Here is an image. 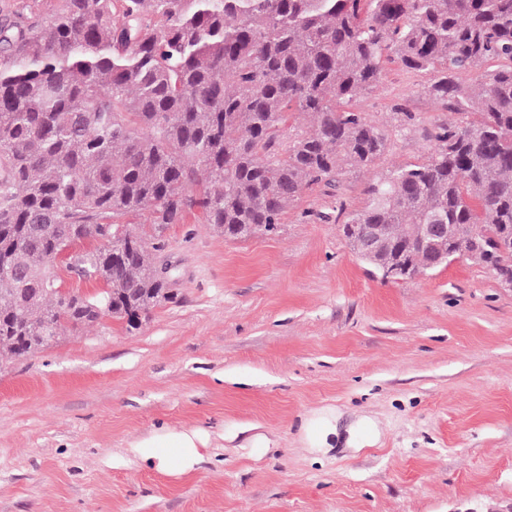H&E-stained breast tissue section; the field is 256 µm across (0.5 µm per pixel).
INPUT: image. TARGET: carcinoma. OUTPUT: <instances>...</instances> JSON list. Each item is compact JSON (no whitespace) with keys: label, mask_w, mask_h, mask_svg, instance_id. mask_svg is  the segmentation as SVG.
I'll return each mask as SVG.
<instances>
[{"label":"carcinoma","mask_w":512,"mask_h":512,"mask_svg":"<svg viewBox=\"0 0 512 512\" xmlns=\"http://www.w3.org/2000/svg\"><path fill=\"white\" fill-rule=\"evenodd\" d=\"M390 57L437 71L426 93L464 121L371 183L344 225L383 224L424 265L404 225L459 224L481 241L464 257L512 271V0H58L48 22L0 18V364L97 321L77 289L30 300L58 287L73 241L131 218L154 229L126 237L122 261H75L134 329L170 300L148 254L164 227L197 213L228 239L269 233L304 189L374 165L386 135L352 104ZM298 115L311 130L281 140Z\"/></svg>","instance_id":"cac0c4a2"}]
</instances>
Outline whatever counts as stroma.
Wrapping results in <instances>:
<instances>
[{
  "label": "stroma",
  "mask_w": 512,
  "mask_h": 512,
  "mask_svg": "<svg viewBox=\"0 0 512 512\" xmlns=\"http://www.w3.org/2000/svg\"><path fill=\"white\" fill-rule=\"evenodd\" d=\"M436 77L387 61L353 104L385 153L305 189L276 234L169 225L150 262L170 299L137 330L106 320L0 370V512H512V288L464 257L386 282L340 231L455 121ZM328 409L378 443L310 452L301 425ZM164 427L209 437L187 477L129 451Z\"/></svg>",
  "instance_id": "stroma-1"
}]
</instances>
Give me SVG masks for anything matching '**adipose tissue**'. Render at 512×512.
Returning a JSON list of instances; mask_svg holds the SVG:
<instances>
[{"label": "adipose tissue", "mask_w": 512, "mask_h": 512, "mask_svg": "<svg viewBox=\"0 0 512 512\" xmlns=\"http://www.w3.org/2000/svg\"><path fill=\"white\" fill-rule=\"evenodd\" d=\"M205 444L196 432L165 431L134 443L130 451L134 457L154 465L158 472L178 479L194 471Z\"/></svg>", "instance_id": "obj_1"}]
</instances>
